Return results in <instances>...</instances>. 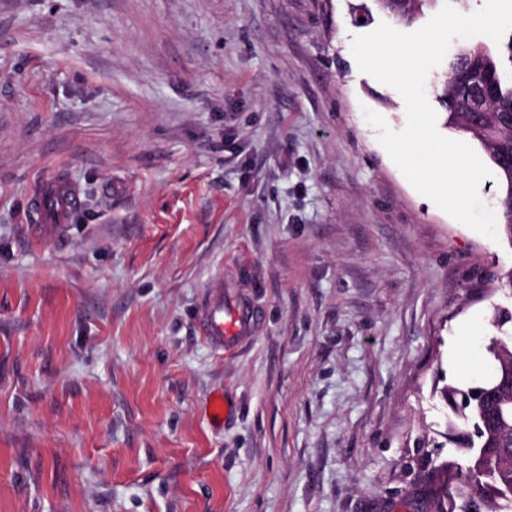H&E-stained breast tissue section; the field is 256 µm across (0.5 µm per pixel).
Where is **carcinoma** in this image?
Instances as JSON below:
<instances>
[{"mask_svg":"<svg viewBox=\"0 0 512 512\" xmlns=\"http://www.w3.org/2000/svg\"><path fill=\"white\" fill-rule=\"evenodd\" d=\"M399 21L410 23L427 0H375ZM489 86L492 107L477 108L479 85ZM446 113V125L469 136L487 155L500 190V229L512 242V68L481 46H464L454 53L436 95ZM498 379L512 380V336H493L485 346ZM478 382L465 390L448 387L444 395L459 414L448 428L464 463L445 464L446 480L424 505L427 512H512V413H497V391L490 378L476 371Z\"/></svg>","mask_w":512,"mask_h":512,"instance_id":"obj_1","label":"carcinoma"}]
</instances>
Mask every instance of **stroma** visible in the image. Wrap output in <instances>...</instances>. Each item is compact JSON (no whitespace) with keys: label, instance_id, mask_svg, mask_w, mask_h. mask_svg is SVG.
<instances>
[{"label":"stroma","instance_id":"obj_1","mask_svg":"<svg viewBox=\"0 0 512 512\" xmlns=\"http://www.w3.org/2000/svg\"><path fill=\"white\" fill-rule=\"evenodd\" d=\"M447 1L0 0V512H421L512 241L413 188L351 41ZM47 174L80 203L38 239ZM375 2L381 9L394 14L399 21L410 23L425 2H430V0H375ZM247 319L244 311L235 310L230 319L224 322V300L221 297H213L202 306L198 316V327L215 350L224 352V344H230L241 336Z\"/></svg>","mask_w":512,"mask_h":512}]
</instances>
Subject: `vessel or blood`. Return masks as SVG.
Segmentation results:
<instances>
[{
  "mask_svg": "<svg viewBox=\"0 0 512 512\" xmlns=\"http://www.w3.org/2000/svg\"><path fill=\"white\" fill-rule=\"evenodd\" d=\"M77 206V193L67 180L51 175L39 182V190L31 197V231L33 235L58 234L62 224ZM248 316L244 311H235L225 315L222 298L210 299L199 312L198 327L208 338L215 350H223L241 336Z\"/></svg>",
  "mask_w": 512,
  "mask_h": 512,
  "instance_id": "b4317fda",
  "label": "vessel or blood"
}]
</instances>
